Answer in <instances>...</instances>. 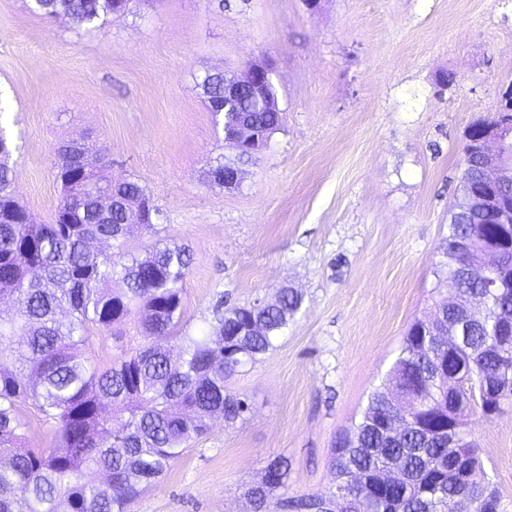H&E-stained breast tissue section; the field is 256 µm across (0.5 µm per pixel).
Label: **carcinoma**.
<instances>
[{
	"label": "carcinoma",
	"instance_id": "1",
	"mask_svg": "<svg viewBox=\"0 0 512 512\" xmlns=\"http://www.w3.org/2000/svg\"><path fill=\"white\" fill-rule=\"evenodd\" d=\"M40 14L62 15L77 27L101 28L112 17V0H32ZM199 86L213 115L224 103V73H207ZM262 129H280L278 112H253ZM98 166L59 158L54 165L59 203L51 222L39 224L16 200L8 139L0 134V512H127L143 490L162 477L188 443L205 434L218 416L234 423L250 411L248 398L224 387L236 370L224 364V342H233L239 367L256 363L274 350L281 333L302 305L288 288L271 308L251 303L236 313L224 310L219 295L205 327L191 333L184 325V283L190 250L176 242L155 244L144 256L130 251L119 259L92 248L95 242L125 246L154 224H128L121 208L102 210L97 189L112 198L110 161L101 150ZM461 240L472 250H457ZM504 253L502 279L512 280V224H495L487 214L467 209L457 196L450 210L442 266L476 256L489 245ZM120 280L123 288L112 289ZM468 297L483 295L485 320L456 325L459 310L444 297L451 321L442 331L457 332L460 353L438 356L462 389L432 391L434 403L407 421L405 435L393 440L378 428L394 413L388 390H403L407 403L419 397L434 365L416 354L420 347L413 322L387 373L386 383L369 395L353 429L336 442L328 494L343 492L344 512H379L369 483L377 471L395 464L402 476L392 482L391 512H444L443 499L467 493L480 500L493 483L480 450L468 438L467 419H489L479 397L486 380L512 396V352L498 354L494 327L512 319V288L487 292L472 281L456 288ZM134 318L144 344L102 367L80 351L93 328ZM176 342L178 359L171 357ZM48 428L44 446L27 438L28 409ZM265 494L256 482L245 490L253 512H274L273 492L284 485L288 460L271 459ZM319 494L287 500L295 512H311Z\"/></svg>",
	"mask_w": 512,
	"mask_h": 512
}]
</instances>
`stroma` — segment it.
<instances>
[{
	"instance_id": "stroma-1",
	"label": "stroma",
	"mask_w": 512,
	"mask_h": 512,
	"mask_svg": "<svg viewBox=\"0 0 512 512\" xmlns=\"http://www.w3.org/2000/svg\"><path fill=\"white\" fill-rule=\"evenodd\" d=\"M0 0V130L17 199L40 224L59 202L54 150H105L187 244L185 321L216 292L231 304L302 295L274 350L226 382L251 410L208 433L130 512H249L247 485L288 460L278 497L328 490L336 440L358 422L445 274L440 245L459 193L464 132L512 85V0H141L100 29ZM271 60L283 126L233 189L206 179L234 160L198 86ZM83 352L109 366L114 335ZM469 432L512 512V400Z\"/></svg>"
}]
</instances>
